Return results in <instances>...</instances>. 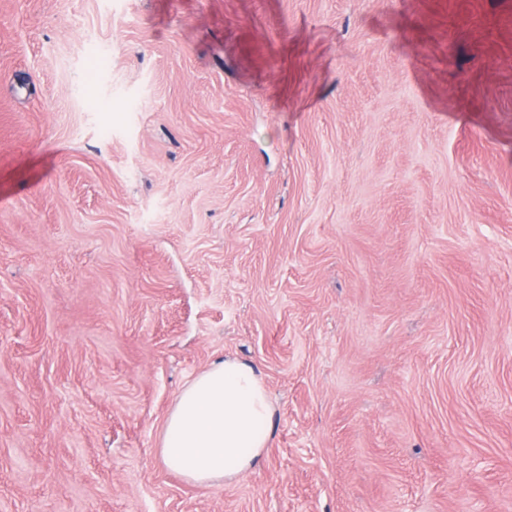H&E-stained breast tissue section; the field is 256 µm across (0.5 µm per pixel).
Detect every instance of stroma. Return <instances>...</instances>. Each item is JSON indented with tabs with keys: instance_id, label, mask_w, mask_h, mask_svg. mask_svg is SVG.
<instances>
[{
	"instance_id": "obj_1",
	"label": "stroma",
	"mask_w": 512,
	"mask_h": 512,
	"mask_svg": "<svg viewBox=\"0 0 512 512\" xmlns=\"http://www.w3.org/2000/svg\"><path fill=\"white\" fill-rule=\"evenodd\" d=\"M0 512H512V0H0ZM274 408L261 374L235 358L197 375L165 418L159 454L187 481L237 478L268 448Z\"/></svg>"
}]
</instances>
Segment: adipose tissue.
Wrapping results in <instances>:
<instances>
[{"label": "adipose tissue", "instance_id": "adipose-tissue-1", "mask_svg": "<svg viewBox=\"0 0 512 512\" xmlns=\"http://www.w3.org/2000/svg\"><path fill=\"white\" fill-rule=\"evenodd\" d=\"M274 408L261 374L234 358L197 375L165 418L159 454L187 481L237 478L267 448Z\"/></svg>", "mask_w": 512, "mask_h": 512}]
</instances>
